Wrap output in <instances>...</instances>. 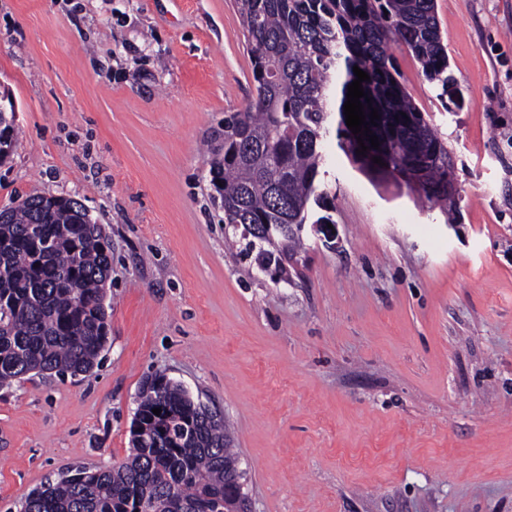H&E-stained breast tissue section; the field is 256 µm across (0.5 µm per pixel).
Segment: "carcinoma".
I'll list each match as a JSON object with an SVG mask.
<instances>
[{
  "label": "carcinoma",
  "mask_w": 512,
  "mask_h": 512,
  "mask_svg": "<svg viewBox=\"0 0 512 512\" xmlns=\"http://www.w3.org/2000/svg\"><path fill=\"white\" fill-rule=\"evenodd\" d=\"M241 25L253 61L255 96L224 116V146L210 161V182L224 224H253L265 271L278 263L274 248L301 243L299 224L314 208L332 222L321 140L332 119L338 146L349 153L344 114L353 67L371 98L365 120L378 110L379 150L392 161L441 155L420 186L430 202L446 201L440 183L448 148L401 81L390 45L403 46L421 65L442 104L461 106L449 70L435 0H241ZM112 246L105 228L86 221L73 197L28 195L0 211V386L24 376L77 377L98 367L108 344L107 283ZM161 409L155 415L152 409ZM131 428L132 454L106 469H78L32 490L22 512H224L230 476L224 418L204 410L181 384L155 375L145 381Z\"/></svg>",
  "instance_id": "carcinoma-1"
}]
</instances>
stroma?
I'll use <instances>...</instances> for the list:
<instances>
[{"instance_id":"1","label":"stroma","mask_w":512,"mask_h":512,"mask_svg":"<svg viewBox=\"0 0 512 512\" xmlns=\"http://www.w3.org/2000/svg\"><path fill=\"white\" fill-rule=\"evenodd\" d=\"M435 5L461 106L391 52L455 217L330 133L336 239L266 273L210 185L255 94L237 0H0V207L71 196L112 239L100 366L0 387V512L122 462L154 374L223 415L251 512H512V0ZM0 88H1V92H0V124H3V128H2V131H9V137H10V141H11V148H12V151H11V154L9 153L8 149L5 148V146H1V136H0V162L1 164L6 162L9 158H10V155L13 154L15 148H16V145H17V142H18V130H17V127L15 125V120H14V112H10L11 109L13 108L14 104V100L12 98V96L9 94L8 91H2V86L0 84ZM5 112V115L3 116L2 113ZM1 147H2V151H1Z\"/></svg>"}]
</instances>
